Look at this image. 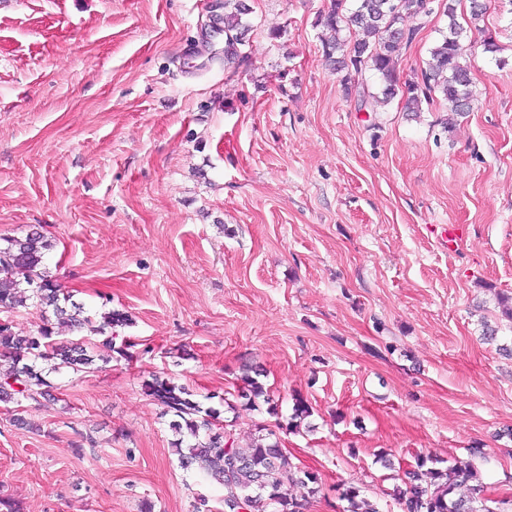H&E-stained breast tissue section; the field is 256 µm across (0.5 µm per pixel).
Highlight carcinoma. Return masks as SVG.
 <instances>
[{"instance_id": "carcinoma-1", "label": "carcinoma", "mask_w": 512, "mask_h": 512, "mask_svg": "<svg viewBox=\"0 0 512 512\" xmlns=\"http://www.w3.org/2000/svg\"><path fill=\"white\" fill-rule=\"evenodd\" d=\"M425 0H331L316 25L322 28V52L325 61L342 74L348 92L360 91L351 74L368 69L378 79L380 101L397 98L404 111L419 113L423 105L436 99L448 104L445 128L453 127L454 117L463 114L473 102L471 72L474 59L463 43L469 30L483 31L487 4L468 0V11L458 20L456 0H447L448 32L429 51L426 66L414 79L401 81L396 64L403 49L412 42L417 27L406 21L422 17ZM249 14L245 0H224V61L236 57V44L249 30L243 17ZM355 35L348 40L343 31ZM52 243L37 228L24 238H0V313L34 307L41 313V324L25 338L15 336L11 322L0 318V359L9 363L8 373L0 379V403L18 407L27 400H51L53 372H76L94 365L95 357L82 341L64 343L54 339L55 325L87 329L103 337L106 353L129 357L124 342L116 344L108 330L125 326L129 317L120 310L91 311L64 293L61 285L45 267ZM236 397L254 407L256 400L271 403L270 396L257 377L246 372L240 377ZM144 390L172 416L169 427L176 436L172 442L182 465L194 466L203 478L236 488L244 512H305L309 499L319 492L318 477L293 466L276 433H261L244 447L229 445L221 423V407L207 406L213 399L199 395L189 387L167 377L155 376L145 382ZM429 458L418 457L405 471L406 488L394 489L402 512H493L484 505L485 489L474 467L454 463L445 468L427 466ZM339 499L347 502L343 512H378L359 490L347 488Z\"/></svg>"}]
</instances>
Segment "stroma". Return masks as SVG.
Masks as SVG:
<instances>
[{
  "label": "stroma",
  "instance_id": "35a3bbf8",
  "mask_svg": "<svg viewBox=\"0 0 512 512\" xmlns=\"http://www.w3.org/2000/svg\"><path fill=\"white\" fill-rule=\"evenodd\" d=\"M224 59V0H0V237L42 226L74 301L128 312L131 360L51 377L23 423L0 404V497L21 512H222L183 469L151 375L198 394L262 369L277 405L225 411L235 445L287 424L315 472L401 512L394 475L473 462L512 512V14L464 43L473 109L420 116L347 93L315 21L330 0H247ZM442 10L397 68L412 77ZM501 47L483 50L485 34ZM457 224L453 245L443 227ZM482 444L485 457L471 458Z\"/></svg>",
  "mask_w": 512,
  "mask_h": 512
}]
</instances>
